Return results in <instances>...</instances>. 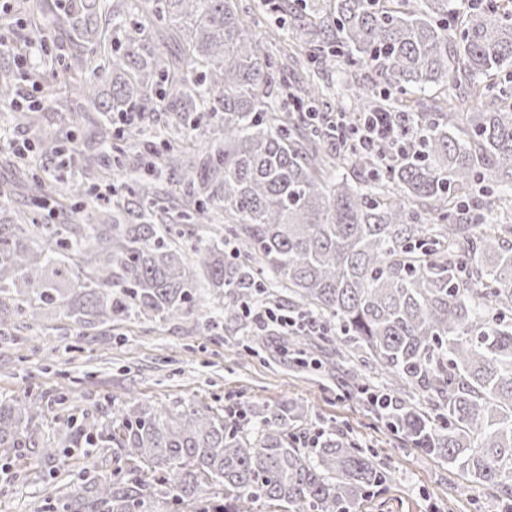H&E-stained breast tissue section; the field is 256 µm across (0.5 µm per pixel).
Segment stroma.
<instances>
[{
  "label": "stroma",
  "mask_w": 512,
  "mask_h": 512,
  "mask_svg": "<svg viewBox=\"0 0 512 512\" xmlns=\"http://www.w3.org/2000/svg\"><path fill=\"white\" fill-rule=\"evenodd\" d=\"M32 112L14 111L0 102V185L13 187L5 161V141L30 137L33 129L87 138L92 126L67 123L69 103L50 94L45 83L24 84ZM52 160L36 155L33 180L13 187L14 206L27 205L37 180L49 179ZM205 315L193 324L134 317L101 327L79 339L62 320L46 319L0 335V401L41 398L49 407L47 433L61 430L66 408L91 413L133 399L156 406L198 403L215 409L243 402L268 406L292 400L313 423L333 425L355 439L366 453L391 470L393 480L371 489L356 505L357 512H497L495 492L481 487L448 462L412 447L385 419L347 399L336 378L321 377L312 367L321 351L309 349L307 366L294 364L287 350L271 346L256 352L247 348L252 322L230 325L208 290H200ZM23 457L11 482H0V512H61V503L39 495L50 482L69 494L82 474L79 449H70L69 464L56 475L32 459L29 449H13Z\"/></svg>",
  "instance_id": "1"
}]
</instances>
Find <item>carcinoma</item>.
<instances>
[{"mask_svg":"<svg viewBox=\"0 0 512 512\" xmlns=\"http://www.w3.org/2000/svg\"><path fill=\"white\" fill-rule=\"evenodd\" d=\"M291 16L279 59L248 34L237 0H41L28 29L58 21L59 87L103 118L100 153L36 131L43 153L70 151L108 195L60 210L71 187L40 184L31 206L0 190V330L44 314L76 335L131 316H199L207 285L224 320H241L276 275L292 311L323 324L330 373L365 367L386 383L380 412L415 448L512 499V224L490 215L512 192V9L502 0H265ZM166 42L156 47L152 33ZM371 67L336 126L318 117L324 87L295 69ZM41 71L0 65V101L17 102ZM432 85L471 112L416 96ZM293 109L283 112L278 98ZM388 128L374 155H352L355 180L332 179L336 140L360 114ZM178 136L155 142L158 119ZM119 125L120 145L109 127ZM224 213L227 234L185 252L172 235ZM90 225L85 233L75 222ZM42 400L0 401V448H31L52 470L65 448L87 469L63 512H154L161 493L192 512H353L389 473L334 427L304 444L303 409L254 403L112 408L107 422L69 416L64 437L41 429ZM111 448L112 473H97Z\"/></svg>","mask_w":512,"mask_h":512,"instance_id":"cac0c4a2","label":"carcinoma"}]
</instances>
